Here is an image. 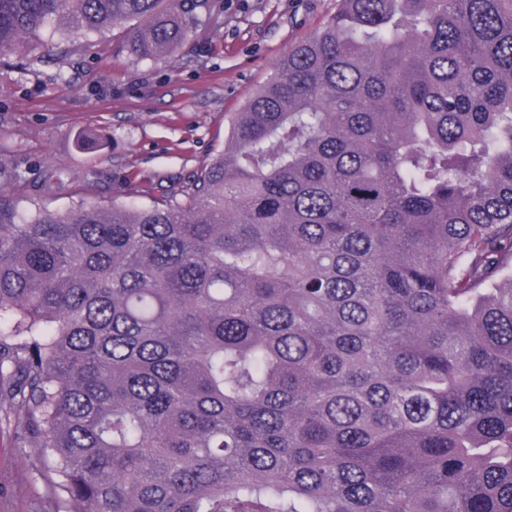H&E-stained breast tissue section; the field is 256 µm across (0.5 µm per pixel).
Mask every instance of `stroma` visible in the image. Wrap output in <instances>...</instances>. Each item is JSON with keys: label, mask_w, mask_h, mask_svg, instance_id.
<instances>
[{"label": "stroma", "mask_w": 512, "mask_h": 512, "mask_svg": "<svg viewBox=\"0 0 512 512\" xmlns=\"http://www.w3.org/2000/svg\"><path fill=\"white\" fill-rule=\"evenodd\" d=\"M210 22L175 54L138 61L124 32L61 38L46 32L35 72L0 85V161L26 184L57 170L56 193L21 210L64 212L82 203L153 202L162 185L185 184L224 146L229 113L275 72L295 42L317 32L336 0H214ZM67 80H59V70ZM107 133L97 151L80 133ZM51 462H32L14 423L0 419V512H45Z\"/></svg>", "instance_id": "1"}]
</instances>
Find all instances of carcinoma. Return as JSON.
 <instances>
[{
	"instance_id": "1",
	"label": "carcinoma",
	"mask_w": 512,
	"mask_h": 512,
	"mask_svg": "<svg viewBox=\"0 0 512 512\" xmlns=\"http://www.w3.org/2000/svg\"><path fill=\"white\" fill-rule=\"evenodd\" d=\"M212 0H0V52ZM0 416L63 512H512V0H336L154 205L18 210Z\"/></svg>"
}]
</instances>
